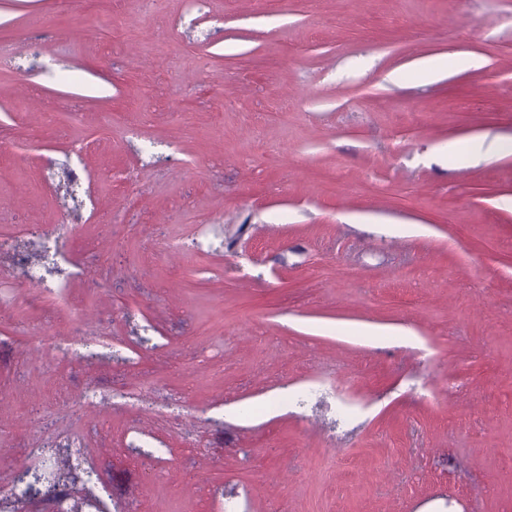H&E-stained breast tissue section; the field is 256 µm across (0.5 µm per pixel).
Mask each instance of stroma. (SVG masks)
I'll use <instances>...</instances> for the list:
<instances>
[{"mask_svg":"<svg viewBox=\"0 0 512 512\" xmlns=\"http://www.w3.org/2000/svg\"><path fill=\"white\" fill-rule=\"evenodd\" d=\"M506 45L512 0H0V236L77 208L82 272L0 256V512L74 438L73 512H512Z\"/></svg>","mask_w":512,"mask_h":512,"instance_id":"1","label":"stroma"}]
</instances>
